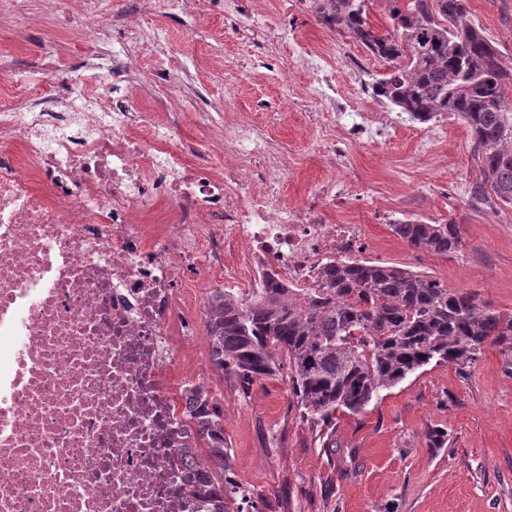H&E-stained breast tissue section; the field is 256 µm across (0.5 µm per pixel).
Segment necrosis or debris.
Masks as SVG:
<instances>
[{
    "label": "necrosis or debris",
    "instance_id": "1",
    "mask_svg": "<svg viewBox=\"0 0 512 512\" xmlns=\"http://www.w3.org/2000/svg\"><path fill=\"white\" fill-rule=\"evenodd\" d=\"M55 20L95 40L97 83L66 88L98 106L60 119L56 92L19 79L0 94V512H199L188 400L169 385L200 316L188 274L317 288L336 259H363L366 227L334 223L347 184L333 176L280 206L288 162L257 126L228 138L200 112L204 146H187L178 56L163 113L108 102V87L142 86L144 51L110 56L98 0ZM306 118L341 166L377 115L341 102Z\"/></svg>",
    "mask_w": 512,
    "mask_h": 512
}]
</instances>
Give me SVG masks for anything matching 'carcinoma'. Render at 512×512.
Here are the masks:
<instances>
[{"label":"carcinoma","mask_w":512,"mask_h":512,"mask_svg":"<svg viewBox=\"0 0 512 512\" xmlns=\"http://www.w3.org/2000/svg\"><path fill=\"white\" fill-rule=\"evenodd\" d=\"M391 26L377 31L367 0H310L321 25L346 35L384 62L374 95L419 123L446 115L463 121L478 171L467 188L476 212L512 205V113L506 89L512 67L480 26L468 0H389ZM409 246L439 256L459 252L463 238L446 224L398 222ZM326 288L301 293L272 282L244 296L218 288L207 298L213 369L247 392L288 360L301 415L325 425L356 414L382 393L432 363L471 367L484 348L512 363V312L477 301L427 275L370 261L338 262ZM207 466L188 469L186 485L207 512H244L248 494L234 480L224 441V411L204 387L193 398Z\"/></svg>","instance_id":"obj_1"}]
</instances>
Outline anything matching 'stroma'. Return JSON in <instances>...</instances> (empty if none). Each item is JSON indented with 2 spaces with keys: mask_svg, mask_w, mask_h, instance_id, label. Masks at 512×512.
I'll use <instances>...</instances> for the list:
<instances>
[{
  "mask_svg": "<svg viewBox=\"0 0 512 512\" xmlns=\"http://www.w3.org/2000/svg\"><path fill=\"white\" fill-rule=\"evenodd\" d=\"M218 0L195 24L183 16L155 15L132 31L154 43L145 60L152 78L133 108L154 106L167 85L159 75L166 55L180 51L191 91L182 104L181 139L195 145L194 117L212 113L225 134L248 122L266 129L287 155L291 171L280 201L298 203L331 168L308 112L332 106L317 92L323 70L340 97L351 98L381 78L385 68L355 40L329 32L311 10L291 0ZM53 0H13L20 23L0 28V85L14 76L31 89L52 85L43 69L58 56L65 75L92 72L88 35L45 23ZM469 19L512 58V0H469ZM365 111L380 120L350 151L349 192L336 214L340 223L369 230V261L431 276L476 292L479 301L512 311V205L468 210L466 189L477 167L469 132L456 118L441 120L431 153L418 149L424 124L373 97ZM412 207L425 221L461 223L463 245L444 257L409 247L379 217L383 206ZM184 358L200 366L224 411V438L236 480L257 512H512V370L495 347H485L467 370L428 365L363 412L342 413L331 436L301 419L287 366L242 392L211 367L206 330L188 341ZM446 443L427 445L430 431Z\"/></svg>",
  "mask_w": 512,
  "mask_h": 512,
  "instance_id": "stroma-1",
  "label": "stroma"
}]
</instances>
